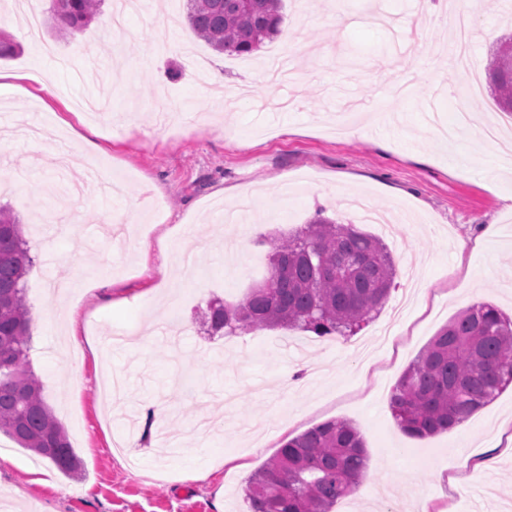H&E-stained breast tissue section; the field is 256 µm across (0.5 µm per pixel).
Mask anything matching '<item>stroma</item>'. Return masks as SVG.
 I'll list each match as a JSON object with an SVG mask.
<instances>
[{
    "label": "stroma",
    "mask_w": 512,
    "mask_h": 512,
    "mask_svg": "<svg viewBox=\"0 0 512 512\" xmlns=\"http://www.w3.org/2000/svg\"><path fill=\"white\" fill-rule=\"evenodd\" d=\"M44 56L16 12L0 31L22 47L0 69L22 92L0 97V203L20 216L34 259L25 277L33 317L28 351L43 397L82 461L79 477L0 434V504L8 512H248L247 479L282 442L330 419L352 422L369 462L359 490L332 512H512V449L464 476L463 444L497 428L512 434V385L462 425L425 439L404 434L394 386L435 333L462 309L497 306L512 317V160L481 139L498 109L487 57L512 36L499 0L471 6L477 60L469 123L442 147L422 90L438 83L453 119L461 74L448 60L454 0H351L333 23L328 0H283L291 82L268 83V57L222 55L195 39L186 0H143L126 21L124 53L110 44L112 4L81 34L57 31L37 0ZM41 41V42H42ZM195 44L224 75L199 82L175 42ZM83 45L84 55L73 52ZM357 105L355 137L328 124ZM385 115L384 125L372 122ZM93 134L97 149L83 151ZM456 165H449V155ZM381 237L397 274L381 309L354 335L264 329L207 335L201 312L241 302L267 273L263 238H285L316 214ZM498 235L484 243L483 228ZM102 276L76 318L88 345L67 358L66 297L52 281ZM123 331V345L105 332ZM151 333L150 343L140 341ZM302 370L300 383L284 377ZM169 409L144 432L147 400ZM211 466L207 481L187 470Z\"/></svg>",
    "instance_id": "35a3bbf8"
}]
</instances>
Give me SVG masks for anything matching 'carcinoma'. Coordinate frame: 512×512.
<instances>
[{"label":"carcinoma","mask_w":512,"mask_h":512,"mask_svg":"<svg viewBox=\"0 0 512 512\" xmlns=\"http://www.w3.org/2000/svg\"><path fill=\"white\" fill-rule=\"evenodd\" d=\"M103 0H51V19L69 34L87 28ZM194 35L220 54L246 55L273 40L282 0H186ZM498 106L512 112V37L485 65ZM0 434L47 459L65 475L80 461L67 431L42 394L27 352L32 317L25 276L32 264L22 225L0 206ZM270 246L267 274L238 304L208 302L202 313L211 336L260 329H301L319 337L352 334L386 301L396 275L377 237L319 217ZM512 383V319L489 303L474 304L441 328L403 372L391 397L397 425L425 438L460 425ZM364 440L349 421L331 419L285 441L252 474L249 512H331L366 477Z\"/></svg>","instance_id":"cac0c4a2"}]
</instances>
